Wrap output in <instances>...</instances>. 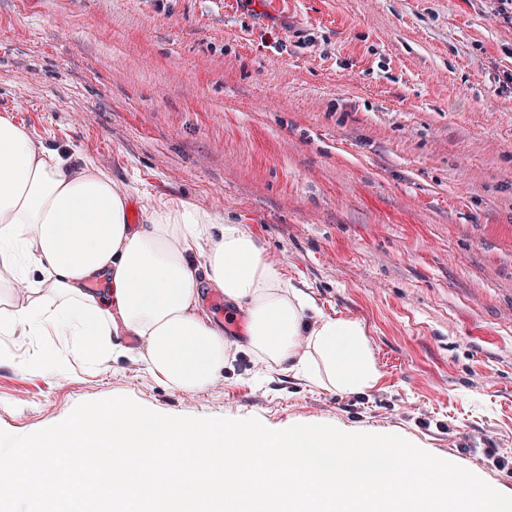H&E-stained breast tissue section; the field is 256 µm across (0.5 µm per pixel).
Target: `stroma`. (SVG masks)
Returning a JSON list of instances; mask_svg holds the SVG:
<instances>
[{
    "mask_svg": "<svg viewBox=\"0 0 512 512\" xmlns=\"http://www.w3.org/2000/svg\"><path fill=\"white\" fill-rule=\"evenodd\" d=\"M128 196L244 225L290 286L364 326L358 394L231 344L187 392L0 332V430L82 402L396 433L512 494V23L493 0H0V116Z\"/></svg>",
    "mask_w": 512,
    "mask_h": 512,
    "instance_id": "1",
    "label": "stroma"
}]
</instances>
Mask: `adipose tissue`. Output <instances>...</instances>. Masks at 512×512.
<instances>
[{
  "instance_id": "1",
  "label": "adipose tissue",
  "mask_w": 512,
  "mask_h": 512,
  "mask_svg": "<svg viewBox=\"0 0 512 512\" xmlns=\"http://www.w3.org/2000/svg\"><path fill=\"white\" fill-rule=\"evenodd\" d=\"M200 267L209 288L244 310L251 352L339 392L373 387L363 325L289 288L243 225L172 201L130 223L127 195L106 171L36 146L0 117V283L28 288L26 304L0 309V332L35 324L62 336L67 354L95 361L127 353L134 336L154 375L202 390L221 376L229 344L201 306ZM302 338L314 358L301 354Z\"/></svg>"
}]
</instances>
